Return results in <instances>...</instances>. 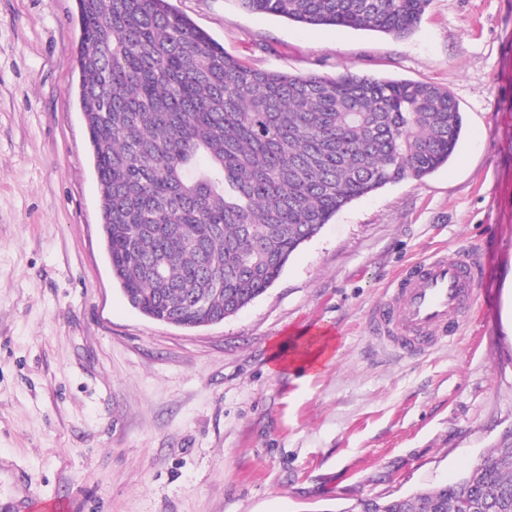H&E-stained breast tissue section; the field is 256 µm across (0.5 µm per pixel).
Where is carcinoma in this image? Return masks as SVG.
<instances>
[{
	"mask_svg": "<svg viewBox=\"0 0 512 512\" xmlns=\"http://www.w3.org/2000/svg\"><path fill=\"white\" fill-rule=\"evenodd\" d=\"M404 38L429 0H239ZM80 101L112 277L143 315L231 317L354 199L446 164L452 94L352 72L251 69L169 0H78ZM349 512H512V438L464 477Z\"/></svg>",
	"mask_w": 512,
	"mask_h": 512,
	"instance_id": "1",
	"label": "carcinoma"
}]
</instances>
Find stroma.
<instances>
[{"instance_id":"stroma-1","label":"stroma","mask_w":512,"mask_h":512,"mask_svg":"<svg viewBox=\"0 0 512 512\" xmlns=\"http://www.w3.org/2000/svg\"><path fill=\"white\" fill-rule=\"evenodd\" d=\"M170 4L250 68L449 89L460 140L341 209L236 315L158 322L105 254L77 0H0V512H348L462 476L512 433V0H430L401 39ZM452 250L485 272L459 337L382 348L368 319L395 277ZM311 344L319 367L297 365Z\"/></svg>"}]
</instances>
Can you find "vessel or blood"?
Wrapping results in <instances>:
<instances>
[{
    "label": "vessel or blood",
    "mask_w": 512,
    "mask_h": 512,
    "mask_svg": "<svg viewBox=\"0 0 512 512\" xmlns=\"http://www.w3.org/2000/svg\"><path fill=\"white\" fill-rule=\"evenodd\" d=\"M479 261L442 254L403 272L373 318L377 340L413 356L456 336L481 286Z\"/></svg>",
    "instance_id": "obj_1"
}]
</instances>
